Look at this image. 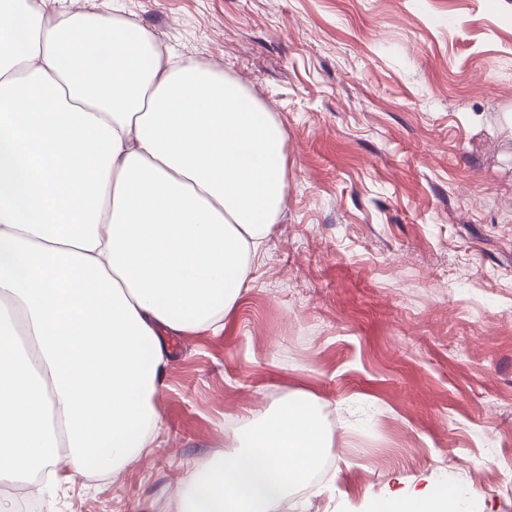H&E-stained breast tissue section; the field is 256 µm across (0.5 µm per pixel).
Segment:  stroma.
Returning a JSON list of instances; mask_svg holds the SVG:
<instances>
[{"mask_svg":"<svg viewBox=\"0 0 512 512\" xmlns=\"http://www.w3.org/2000/svg\"><path fill=\"white\" fill-rule=\"evenodd\" d=\"M242 85L284 135L281 213L222 330L173 336L162 426L38 512H174L188 468L300 394L334 434L278 512L456 486L512 512V0H79Z\"/></svg>","mask_w":512,"mask_h":512,"instance_id":"1","label":"stroma"}]
</instances>
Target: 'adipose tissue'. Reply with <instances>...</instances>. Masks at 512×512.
<instances>
[{
    "mask_svg": "<svg viewBox=\"0 0 512 512\" xmlns=\"http://www.w3.org/2000/svg\"><path fill=\"white\" fill-rule=\"evenodd\" d=\"M285 193L283 134L239 83L107 16L0 0L1 482L142 459L169 337L222 328Z\"/></svg>",
    "mask_w": 512,
    "mask_h": 512,
    "instance_id": "1",
    "label": "adipose tissue"
}]
</instances>
